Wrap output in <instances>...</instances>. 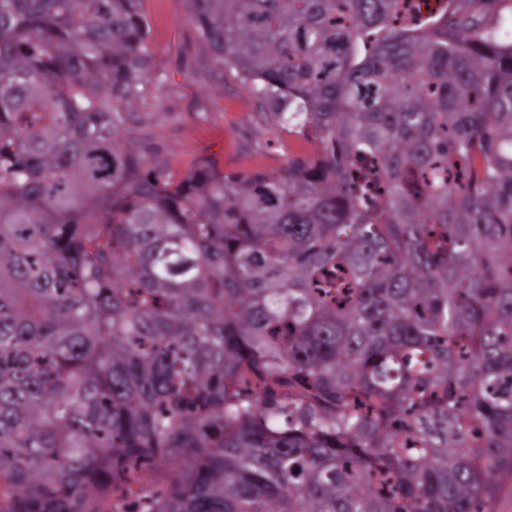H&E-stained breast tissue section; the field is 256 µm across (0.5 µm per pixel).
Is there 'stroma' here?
<instances>
[{"label":"stroma","instance_id":"1","mask_svg":"<svg viewBox=\"0 0 512 512\" xmlns=\"http://www.w3.org/2000/svg\"><path fill=\"white\" fill-rule=\"evenodd\" d=\"M150 24L152 63L164 74L128 127L142 144L162 143L175 173L201 156L225 171L273 170L290 155L312 153L310 143L267 119L269 108L237 78L217 68L191 16L176 0H143Z\"/></svg>","mask_w":512,"mask_h":512}]
</instances>
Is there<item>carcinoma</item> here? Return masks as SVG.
<instances>
[{
  "instance_id": "1",
  "label": "carcinoma",
  "mask_w": 512,
  "mask_h": 512,
  "mask_svg": "<svg viewBox=\"0 0 512 512\" xmlns=\"http://www.w3.org/2000/svg\"><path fill=\"white\" fill-rule=\"evenodd\" d=\"M140 2L0 0V512H492L512 0H181L315 146L181 177Z\"/></svg>"
}]
</instances>
